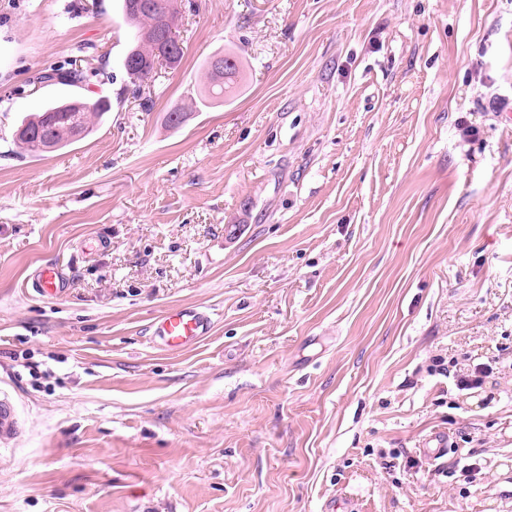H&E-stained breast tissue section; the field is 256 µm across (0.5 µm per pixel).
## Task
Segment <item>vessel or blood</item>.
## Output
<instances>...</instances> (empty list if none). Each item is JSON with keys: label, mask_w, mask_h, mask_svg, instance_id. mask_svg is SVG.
<instances>
[{"label": "vessel or blood", "mask_w": 512, "mask_h": 512, "mask_svg": "<svg viewBox=\"0 0 512 512\" xmlns=\"http://www.w3.org/2000/svg\"><path fill=\"white\" fill-rule=\"evenodd\" d=\"M37 291L46 298L62 295L59 270L48 264L43 266L37 278ZM212 329L210 317L195 307L178 306L164 311L153 325L154 344L165 351L179 353L196 345ZM19 427L15 404L9 398L0 397V440L13 438Z\"/></svg>", "instance_id": "vessel-or-blood-1"}]
</instances>
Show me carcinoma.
Returning a JSON list of instances; mask_svg holds the SVG:
<instances>
[{
  "label": "carcinoma",
  "instance_id": "carcinoma-1",
  "mask_svg": "<svg viewBox=\"0 0 512 512\" xmlns=\"http://www.w3.org/2000/svg\"><path fill=\"white\" fill-rule=\"evenodd\" d=\"M136 0H122L121 9L124 21L132 28L133 43L127 53H136L140 67L128 72L135 81H152L157 75V65L165 63L173 68L179 65L184 54L183 42L172 34L177 28L182 0H153L150 9L133 10L129 4ZM221 70L209 62L202 101L215 104L224 102L242 79V66L239 59L232 55L218 58ZM88 72L78 69L60 72L55 70L41 76V80L68 85L85 83ZM109 106L103 100L86 105L84 100L60 102L45 107L42 111L25 117L21 126L31 132L28 138H19L17 142L30 155L41 156L55 152L83 140L93 130L95 121L102 118ZM79 119L80 133L74 134L73 118Z\"/></svg>",
  "mask_w": 512,
  "mask_h": 512
}]
</instances>
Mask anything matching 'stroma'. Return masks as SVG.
<instances>
[{
    "mask_svg": "<svg viewBox=\"0 0 512 512\" xmlns=\"http://www.w3.org/2000/svg\"><path fill=\"white\" fill-rule=\"evenodd\" d=\"M192 2L136 86L120 0H0V512H512V0ZM61 98L111 110L23 152ZM221 62V70L217 71L214 61ZM242 79V66L239 59L232 55H224L208 63L206 83L202 102L211 104L223 103L224 98L231 95ZM86 104L91 105L88 107ZM109 106L103 100L94 102L72 100L60 102L45 107L41 112L26 116L20 123L16 132L19 137L25 133L29 138H16L21 148L30 155L42 156L52 153L83 140L93 130L95 121L102 118ZM78 117L81 129L76 137L72 132L73 118ZM26 127L30 132H26ZM51 144L50 150H46ZM36 291L46 298H57L64 293L59 270L48 264L43 266L38 274ZM212 329L210 317L196 307L178 306L164 311L153 324L154 344L180 353L196 345ZM19 418L15 404L0 394V440L11 439L17 433Z\"/></svg>",
    "mask_w": 512,
    "mask_h": 512,
    "instance_id": "1",
    "label": "stroma"
}]
</instances>
